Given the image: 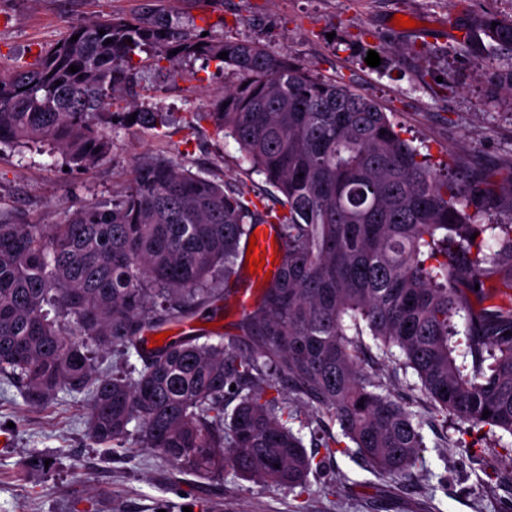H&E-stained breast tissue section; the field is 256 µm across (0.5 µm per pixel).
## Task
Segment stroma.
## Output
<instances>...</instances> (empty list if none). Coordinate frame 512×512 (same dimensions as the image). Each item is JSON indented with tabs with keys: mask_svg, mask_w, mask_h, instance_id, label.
<instances>
[{
	"mask_svg": "<svg viewBox=\"0 0 512 512\" xmlns=\"http://www.w3.org/2000/svg\"><path fill=\"white\" fill-rule=\"evenodd\" d=\"M205 23L210 38L247 40L282 51L323 80H336L372 98L422 154L447 164L461 179L473 170H512V94L491 83V68H512V54L495 62L460 47L466 18L512 16V0H0V66L30 60L41 45L98 16L145 11ZM416 20L397 29L395 14ZM381 64L367 66L368 51ZM227 73L184 62L179 76L150 68L138 74L137 99L172 113L168 137L137 127L119 130L112 155L89 170L65 169L60 157L0 150V209L17 222L52 224L89 202L111 199L126 187L135 163L159 152L183 153L203 176L278 193L253 174L237 144L214 137L208 121L188 130L189 113L204 112L223 93ZM362 368L424 419L425 447L416 468L399 483L381 478L342 440L326 458L311 428L301 432L319 466L307 492L228 472L203 479L161 456L133 446L107 449L86 435L84 398L66 397L45 408L27 405L0 381V512H512V446L505 433L483 435L474 449L457 447L460 424L436 421L413 370L395 362ZM47 468L33 466L34 458ZM494 481H487L489 472Z\"/></svg>",
	"mask_w": 512,
	"mask_h": 512,
	"instance_id": "stroma-1",
	"label": "stroma"
}]
</instances>
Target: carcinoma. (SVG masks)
I'll return each mask as SVG.
<instances>
[{"mask_svg": "<svg viewBox=\"0 0 512 512\" xmlns=\"http://www.w3.org/2000/svg\"><path fill=\"white\" fill-rule=\"evenodd\" d=\"M461 31L488 60L512 51V18L482 16ZM140 52L175 75L187 60L235 75L186 124L208 120L232 137L287 211L182 158L146 155L119 195L56 224L1 212L0 377L32 407L82 394L93 444L122 448L134 436L201 477L231 469L303 486L313 458L289 421L308 406L314 422H338L372 468L399 478L419 461L422 421L360 368L349 331L364 321L383 353L401 351L436 413L512 435V295L487 303L492 282L512 288V173L450 179L370 97L258 42L209 39L164 17L75 25L1 70L0 145L49 146L87 170L112 154L119 129L166 135L169 113L117 101ZM486 209L511 215L485 226L494 248L472 238ZM258 224L276 229L278 273L237 333L145 351V331L217 314ZM110 352L121 368H102ZM281 386L287 401L266 397ZM229 393L239 398L230 412Z\"/></svg>", "mask_w": 512, "mask_h": 512, "instance_id": "cac0c4a2", "label": "carcinoma"}]
</instances>
